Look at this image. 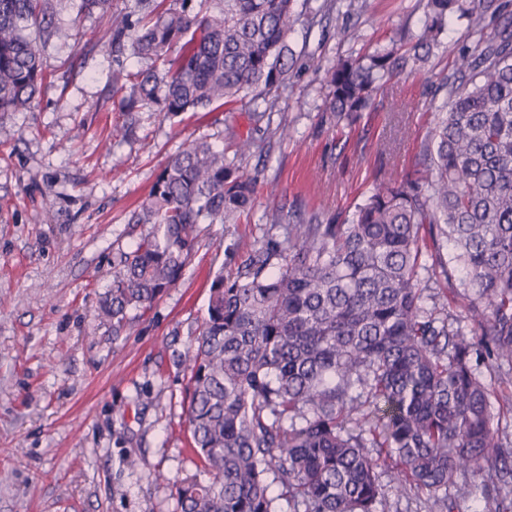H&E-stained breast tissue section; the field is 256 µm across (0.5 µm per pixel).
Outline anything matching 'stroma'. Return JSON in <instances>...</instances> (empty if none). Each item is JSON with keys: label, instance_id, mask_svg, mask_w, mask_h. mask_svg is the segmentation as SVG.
I'll return each instance as SVG.
<instances>
[{"label": "stroma", "instance_id": "1", "mask_svg": "<svg viewBox=\"0 0 512 512\" xmlns=\"http://www.w3.org/2000/svg\"><path fill=\"white\" fill-rule=\"evenodd\" d=\"M134 3L112 0L104 15L63 0L41 49L47 80L0 125V512H180L174 480L209 477L190 449L184 354L215 273L249 263L274 216L344 219L383 176L412 172L446 100L439 82L471 43L467 18L449 16L428 60L393 77L352 124L325 109L328 69L414 38L426 0H294L292 78L270 121L286 138L267 135L245 101L177 117L144 108L116 140L112 73L141 62L118 58L107 34ZM247 136L263 143L242 162L259 184L249 223L202 225L177 285L113 335L98 307L115 252L139 240L130 212L191 141L224 149Z\"/></svg>", "mask_w": 512, "mask_h": 512}]
</instances>
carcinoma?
<instances>
[{
	"instance_id": "carcinoma-1",
	"label": "carcinoma",
	"mask_w": 512,
	"mask_h": 512,
	"mask_svg": "<svg viewBox=\"0 0 512 512\" xmlns=\"http://www.w3.org/2000/svg\"><path fill=\"white\" fill-rule=\"evenodd\" d=\"M55 2L0 0V121L40 89ZM220 2L215 18L194 0H137L136 19L112 16V47L148 61L113 77L125 111L178 116L249 93L264 104L258 120L276 106L294 0ZM426 7L405 53L341 58L327 73L326 108L354 121L381 83L427 60L449 14L469 18L474 46L441 79L446 101L415 171L384 178L342 223L287 224L211 284L186 354L192 446L211 478L174 483L181 512H277L274 484L301 512H387L380 468L392 459L398 489L441 491L448 510L468 472H484L487 495L512 476L480 371L512 364V21L488 30L501 0ZM253 146L230 158L201 139L170 158L128 219L149 228L114 255L99 305L114 335L177 284L200 225L248 218L256 179L240 160ZM432 282L460 300L454 329L425 305Z\"/></svg>"
}]
</instances>
